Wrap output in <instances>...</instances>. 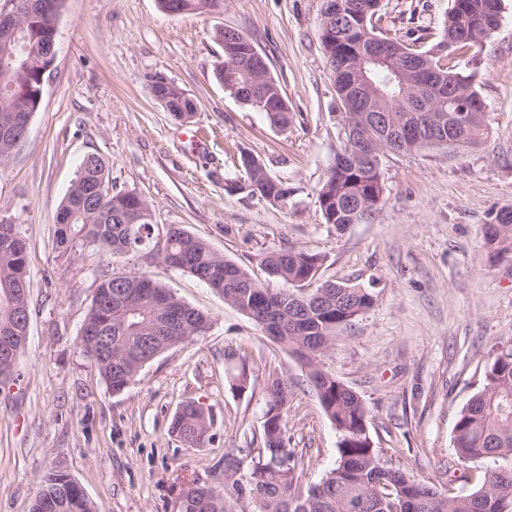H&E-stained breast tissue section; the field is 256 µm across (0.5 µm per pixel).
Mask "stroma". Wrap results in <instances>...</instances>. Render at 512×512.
<instances>
[{"instance_id":"obj_1","label":"stroma","mask_w":512,"mask_h":512,"mask_svg":"<svg viewBox=\"0 0 512 512\" xmlns=\"http://www.w3.org/2000/svg\"><path fill=\"white\" fill-rule=\"evenodd\" d=\"M451 3L382 0L381 8L391 32L424 37L429 49ZM321 9L322 0H224L218 13L172 16L157 0H64L40 108L0 164V219L24 238L30 271L29 334L14 377L0 382V512H29L52 468L78 481L96 512H181L184 482L223 487L225 449L260 447L273 373L292 386L288 436L303 481H319L337 459L341 435L307 369L222 296L144 252L59 254L56 209L90 153L109 160L114 190L149 204L157 234L184 227L262 281L264 255L297 245L323 256L321 280L368 289L373 305L337 334L321 365L362 399L387 466L451 494L480 485L486 463L463 464L453 435L485 384L489 352L512 341V254L484 240L485 224L512 208V0H503L476 66L488 138L382 154L379 213L342 234L316 202L345 143ZM221 27L243 32L265 57L293 114L288 128L216 82ZM153 73L195 101L190 123L153 97ZM244 151L288 184L286 203L244 190ZM98 270L160 279L208 314L209 329L112 392L80 344ZM230 349L247 359L246 390L227 375ZM190 402L215 420L198 446L170 429Z\"/></svg>"}]
</instances>
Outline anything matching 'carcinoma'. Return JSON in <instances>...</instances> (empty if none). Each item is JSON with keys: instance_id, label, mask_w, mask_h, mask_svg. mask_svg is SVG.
Returning <instances> with one entry per match:
<instances>
[{"instance_id": "cac0c4a2", "label": "carcinoma", "mask_w": 512, "mask_h": 512, "mask_svg": "<svg viewBox=\"0 0 512 512\" xmlns=\"http://www.w3.org/2000/svg\"><path fill=\"white\" fill-rule=\"evenodd\" d=\"M214 0H158L159 7L174 6L180 13L210 10ZM377 0H336V15L321 22L319 38L326 55L346 63L354 59L359 34L384 47L392 63L406 71V85L436 79L448 98L440 108L465 112L463 123L444 126L443 138L451 145L469 147L485 134V104L473 87L474 74L451 64V56L482 46L484 29L499 23L502 0H452L437 49L423 50L382 33L376 26ZM56 17L44 10L26 12L17 40L0 41V131L17 133L22 121L40 105L44 69L53 64L46 36ZM251 40L243 33L224 45V61L216 79H224L242 104L259 112L257 101L273 106L271 123L286 128L292 115L279 84L271 79L255 86L231 66V58L246 57ZM374 83L388 94L381 103L391 120L401 118L415 101L392 81L389 68L369 64ZM172 115L192 114L195 104L182 96L180 87L167 85ZM348 126L341 153L359 147L379 156L400 151V145L372 127H362L354 113L344 110ZM243 167H252L248 192L269 202L284 203L291 189L271 176L255 156L241 155ZM383 187L379 172L351 163H331L317 194L324 223L342 233L354 224L371 222L380 209ZM56 245L69 255L89 245L112 255L139 252L150 242L154 225L149 205L142 198L115 192L109 183L108 162L87 154L55 215ZM166 244L153 253L167 268L187 273L220 294L224 301L248 315L277 343L299 356L309 370L324 414L341 433L334 468L317 483L306 484L298 472L295 450L289 447L288 403L292 386L278 375L267 379L262 422V448L224 451V488L196 479L182 494V512H512V344L489 355L486 384L461 411L454 428V447L462 462L488 461L481 486L467 495H450L418 482L403 471L387 466L367 428L362 400L332 373L322 369L319 355L337 332L370 308L373 295L363 288L331 281L318 282L323 256L289 246L273 250L263 259L270 276L284 284L272 291L247 269L224 258L207 242L183 227L167 229ZM485 239L499 252L512 251V209L501 210L486 227ZM29 280L27 250L4 246L0 239V328L13 323L14 309L3 301L6 290ZM96 289L81 328V346L107 387L120 392L132 384L143 367L166 350L203 335L210 319L185 303L161 281L139 273L95 277ZM318 283L313 288L311 284ZM213 417L202 407L185 404L173 419L172 431L194 445L204 441ZM69 475L47 472L40 481L38 500L63 497ZM61 512H95L88 498L63 501Z\"/></svg>"}]
</instances>
